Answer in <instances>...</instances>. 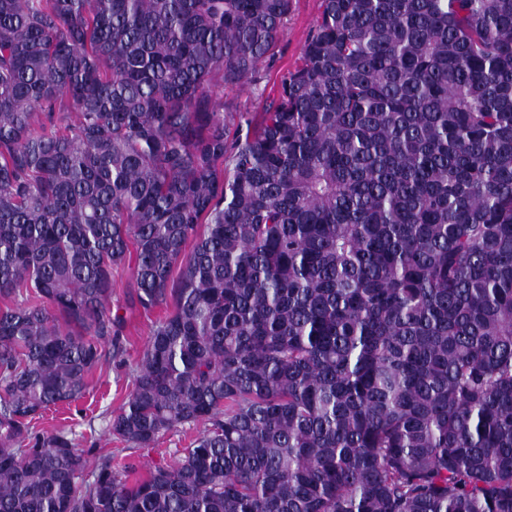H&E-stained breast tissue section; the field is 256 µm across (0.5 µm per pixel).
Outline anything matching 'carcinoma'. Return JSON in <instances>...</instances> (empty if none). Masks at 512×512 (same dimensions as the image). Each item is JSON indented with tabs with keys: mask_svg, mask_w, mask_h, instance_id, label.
<instances>
[{
	"mask_svg": "<svg viewBox=\"0 0 512 512\" xmlns=\"http://www.w3.org/2000/svg\"><path fill=\"white\" fill-rule=\"evenodd\" d=\"M291 6L0 0V512H512V0H322L216 100ZM131 245L173 310L110 434L202 427L134 480L31 426L122 353ZM322 11V0H292L287 27L274 49L271 60L260 68L263 77L259 91L249 86L224 85L214 91L224 102L241 110L260 112L263 101L277 96L280 78L295 66L311 27Z\"/></svg>",
	"mask_w": 512,
	"mask_h": 512,
	"instance_id": "1",
	"label": "carcinoma"
}]
</instances>
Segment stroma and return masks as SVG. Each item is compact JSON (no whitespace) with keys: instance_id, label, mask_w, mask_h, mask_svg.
I'll list each match as a JSON object with an SVG mask.
<instances>
[{"instance_id":"stroma-1","label":"stroma","mask_w":512,"mask_h":512,"mask_svg":"<svg viewBox=\"0 0 512 512\" xmlns=\"http://www.w3.org/2000/svg\"><path fill=\"white\" fill-rule=\"evenodd\" d=\"M322 11V0H292V11L287 27L278 41L269 62L260 68L262 80L258 88L227 85L216 87L215 92L224 102L251 112L260 111L263 101L277 96L280 78L294 67L307 34ZM132 263L115 269L112 273L110 308L113 314L126 320L123 330L124 351L110 358L92 374V388L83 397L63 405L53 406L32 422L35 431L58 429L70 433L82 448L97 452L120 449L121 461L134 465L140 474H147L155 467L174 465L178 451L187 447L195 438L192 429L168 433L148 448L121 450L120 443L109 433V420L113 412L126 401L132 389V372L136 368L156 321L164 316L161 308L130 310L126 300L133 289Z\"/></svg>"}]
</instances>
